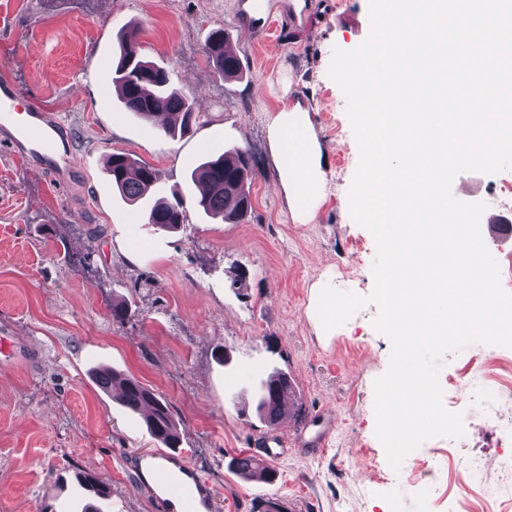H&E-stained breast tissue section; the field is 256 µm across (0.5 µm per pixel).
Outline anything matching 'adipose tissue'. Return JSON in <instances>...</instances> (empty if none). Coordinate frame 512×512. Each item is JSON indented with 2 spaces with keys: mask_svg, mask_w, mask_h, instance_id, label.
I'll use <instances>...</instances> for the list:
<instances>
[{
  "mask_svg": "<svg viewBox=\"0 0 512 512\" xmlns=\"http://www.w3.org/2000/svg\"><path fill=\"white\" fill-rule=\"evenodd\" d=\"M269 144L290 210L299 221L313 219L321 201V148L301 106L273 117Z\"/></svg>",
  "mask_w": 512,
  "mask_h": 512,
  "instance_id": "ef3b65f1",
  "label": "adipose tissue"
}]
</instances>
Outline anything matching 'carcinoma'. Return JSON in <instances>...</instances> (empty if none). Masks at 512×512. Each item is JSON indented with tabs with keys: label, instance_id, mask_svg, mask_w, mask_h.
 Listing matches in <instances>:
<instances>
[{
	"label": "carcinoma",
	"instance_id": "1",
	"mask_svg": "<svg viewBox=\"0 0 512 512\" xmlns=\"http://www.w3.org/2000/svg\"><path fill=\"white\" fill-rule=\"evenodd\" d=\"M137 28L128 26L119 37V56L112 73V81L123 92L122 104L126 111L144 121H152L159 112L171 115L162 126L169 136H184L199 123V113L193 103L174 86L168 70L146 60L140 53L136 40ZM205 51L216 68L226 77L240 72V59L224 52V32L218 28L208 37ZM112 186L130 203L146 202L152 196L156 174L146 163H139L128 153H114L107 164ZM254 165L249 150L233 147L216 158L205 160L191 172V180L203 186L197 205L224 222L238 224L252 210L248 181L252 180ZM182 201L171 202L158 197L147 209V223L163 230H172L184 223ZM100 388L115 401L130 410L142 405L150 406L146 425L151 435L168 448L180 442L177 425L167 401L138 379L116 371H102L97 376ZM256 411L260 419L270 425L277 424L295 408L296 392L288 384V376L276 371L260 382L256 392ZM234 469L246 478L270 480L272 469L260 467L251 457H238ZM81 486L90 493L81 512H102L101 503L108 500V487L96 477L85 474L79 477Z\"/></svg>",
	"mask_w": 512,
	"mask_h": 512
}]
</instances>
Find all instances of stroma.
<instances>
[{"label": "stroma", "instance_id": "obj_1", "mask_svg": "<svg viewBox=\"0 0 512 512\" xmlns=\"http://www.w3.org/2000/svg\"><path fill=\"white\" fill-rule=\"evenodd\" d=\"M300 25L258 46L237 25V0H0V80L57 115L73 133L80 169L65 188L0 153V512H58L77 500L74 474L112 491L110 512H155L130 462L166 448L143 416L96 385L108 368L134 376L168 402L179 448L215 491L212 512H512L480 498L456 460L481 458L485 485L499 482L498 437L512 422V348L474 344L447 355L440 382L483 368L501 396L487 407L471 386L449 409L464 415L462 439L434 438L393 471L375 435V382L391 345L376 328L372 232L349 214L359 146L346 99L327 75L333 47L351 50L370 30L368 0H293ZM139 27L143 56L173 74L200 120L166 136L135 119L112 93L119 35ZM233 41L242 71L222 76L205 53L212 30ZM308 112L321 146L323 201L306 224L279 187L268 125L294 104ZM249 149L253 210L239 224L211 218L190 179L206 156ZM129 153L152 166L157 192L180 195L186 218L169 232L125 202L106 162ZM452 192L512 220L497 177L464 172ZM352 295L361 308L323 325L319 293ZM125 303L124 319L112 306ZM275 371L297 386L285 437L326 431L317 453L295 447L273 462L274 482L231 469L269 434L253 404ZM336 421L326 430L324 416Z\"/></svg>", "mask_w": 512, "mask_h": 512}]
</instances>
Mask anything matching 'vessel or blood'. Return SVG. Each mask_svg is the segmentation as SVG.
Wrapping results in <instances>:
<instances>
[{"label":"vessel or blood","mask_w":512,"mask_h":512,"mask_svg":"<svg viewBox=\"0 0 512 512\" xmlns=\"http://www.w3.org/2000/svg\"><path fill=\"white\" fill-rule=\"evenodd\" d=\"M296 14L282 5L260 4L242 0L238 24L246 29L257 45L271 39L276 23L296 22ZM20 92L8 79L0 81V150L25 159L38 171L52 174L58 185L71 184L79 169L73 156L68 125L56 119L42 106L20 104ZM288 453V443L281 437H266L255 443L251 454L261 461L274 462ZM136 471H148L157 512H211L212 486L185 462L181 454L169 453L163 462L138 458Z\"/></svg>","instance_id":"1"}]
</instances>
